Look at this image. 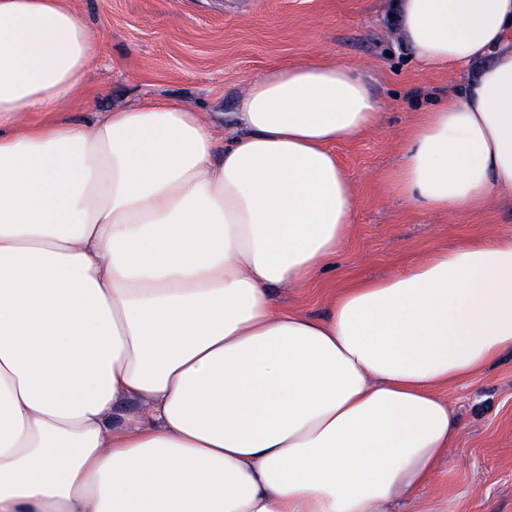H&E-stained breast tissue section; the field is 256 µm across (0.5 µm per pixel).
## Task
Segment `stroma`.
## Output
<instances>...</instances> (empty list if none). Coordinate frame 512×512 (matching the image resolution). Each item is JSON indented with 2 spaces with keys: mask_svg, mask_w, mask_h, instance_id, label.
<instances>
[{
  "mask_svg": "<svg viewBox=\"0 0 512 512\" xmlns=\"http://www.w3.org/2000/svg\"><path fill=\"white\" fill-rule=\"evenodd\" d=\"M102 45L67 106L106 112L148 98H174L232 122L249 79L273 65L316 59L359 66L380 100L378 126L337 143L355 197L345 247L317 282L275 288L283 307L325 315L331 295L388 275L433 249L471 236L512 232V195L477 210L435 212L392 194L404 134L422 112L456 95L473 69L421 70L396 34L394 0H69ZM445 398L464 424L450 462L409 512H512V352Z\"/></svg>",
  "mask_w": 512,
  "mask_h": 512,
  "instance_id": "1",
  "label": "stroma"
}]
</instances>
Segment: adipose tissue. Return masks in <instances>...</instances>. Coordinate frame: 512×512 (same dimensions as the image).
<instances>
[{
    "label": "adipose tissue",
    "instance_id": "obj_1",
    "mask_svg": "<svg viewBox=\"0 0 512 512\" xmlns=\"http://www.w3.org/2000/svg\"><path fill=\"white\" fill-rule=\"evenodd\" d=\"M398 9L423 68L479 70L390 191L512 193V0ZM96 51L67 0H0V512H396L463 431L440 390L512 350V237L282 308L347 240L331 146L377 126L367 76L270 67L220 139L176 99L61 117Z\"/></svg>",
    "mask_w": 512,
    "mask_h": 512
}]
</instances>
